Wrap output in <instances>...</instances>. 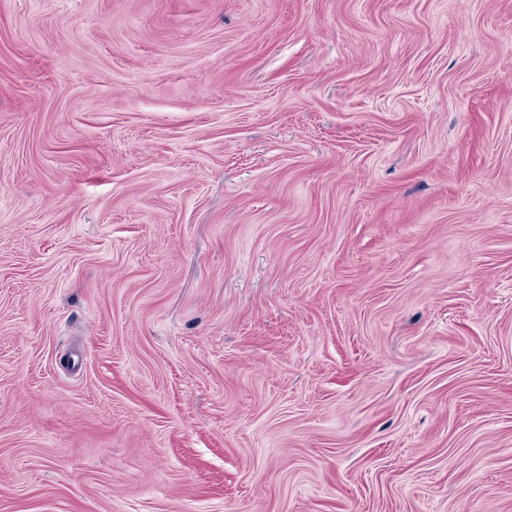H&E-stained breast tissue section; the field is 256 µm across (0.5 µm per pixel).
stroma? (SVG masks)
I'll list each match as a JSON object with an SVG mask.
<instances>
[{"label":"stroma","mask_w":512,"mask_h":512,"mask_svg":"<svg viewBox=\"0 0 512 512\" xmlns=\"http://www.w3.org/2000/svg\"><path fill=\"white\" fill-rule=\"evenodd\" d=\"M0 512H512V0H0Z\"/></svg>","instance_id":"35a3bbf8"}]
</instances>
